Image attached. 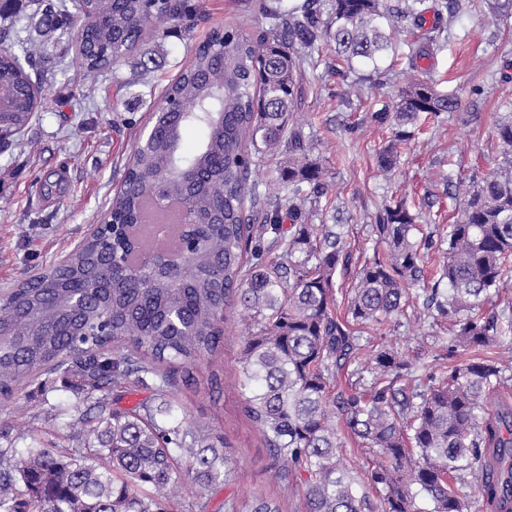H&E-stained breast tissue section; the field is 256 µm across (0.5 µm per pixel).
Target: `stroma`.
Segmentation results:
<instances>
[{
    "mask_svg": "<svg viewBox=\"0 0 512 512\" xmlns=\"http://www.w3.org/2000/svg\"><path fill=\"white\" fill-rule=\"evenodd\" d=\"M495 0H476V9L451 28L447 46L419 66L439 91L453 95L457 111L419 121L414 137L399 147L398 168L378 167L379 153L394 137L389 123L373 115L392 107L410 80L405 57H386L380 74L355 64L336 73L327 49L305 52L302 101L294 116L313 137V156L327 171V193L309 205L313 224L339 223L349 231L351 265L339 267L336 284L347 290L354 265L379 244L372 232L383 201L405 199L433 245L425 252L427 272H435L448 249V226L464 191L502 159L494 134L500 113L512 111V80L503 78L512 62V12L496 11ZM192 25H168L147 36L125 62L98 84L81 80L75 53L65 52L57 35L44 36L38 69L39 106L21 134L22 146L0 152V292L60 261L89 233L110 206L139 135L150 126V112L176 79L192 46L211 29L233 27L258 35L268 23L262 0H186ZM405 315L383 327L384 345L415 359L405 385H419L425 368L448 363L447 322L423 306V289H412ZM246 332L239 311L224 324V351L217 360H199L191 382H177L170 396L185 425L206 422L231 445L234 472L225 485L200 488L182 478L173 512H225V502L244 512L254 495L279 497L283 512H304L303 487L282 490L270 469L258 429L245 417L239 388L240 357ZM224 373L221 392L211 391V371ZM87 407L83 394L61 388L54 375L26 382L9 402L0 403V431L17 447L31 438L45 442L76 436Z\"/></svg>",
    "mask_w": 512,
    "mask_h": 512,
    "instance_id": "35a3bbf8",
    "label": "stroma"
}]
</instances>
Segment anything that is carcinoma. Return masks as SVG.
I'll list each match as a JSON object with an SVG mask.
<instances>
[{"mask_svg":"<svg viewBox=\"0 0 512 512\" xmlns=\"http://www.w3.org/2000/svg\"><path fill=\"white\" fill-rule=\"evenodd\" d=\"M474 0H271L269 28L253 38L226 28L192 50L177 79L151 113L150 140L136 144L109 223L98 224L57 264L15 284L0 298V401L27 380L56 375L66 389L90 400L81 419L82 444L0 448V512H171V487L187 469L214 488L233 472L227 439L207 423H174L169 396L177 378L188 382L197 361L224 349L223 314L241 307L248 335L241 352L245 413L262 431L271 466L288 482L304 479L305 512H366L357 480L343 462L335 420L378 449L364 482L380 494L381 512H468L469 474L482 496L512 512V405L486 406L504 383L497 347L512 344V324L484 307L490 290L512 271V112L495 135L503 161L463 195L448 225V252L428 302L448 318V367L425 374L415 394L398 386L409 358L386 346L360 344L364 335L401 314L410 290L425 282L417 216L402 200L384 203L373 231L384 245L358 267L346 312H336L334 277L348 262L341 224L308 223L306 203L327 192L326 170L312 158L313 142L292 123L301 101L299 48L327 46L348 67L378 69L399 54L397 25L410 21V69L448 44L455 21ZM435 24L418 35L425 13ZM188 17L184 0H37L29 23L62 37L82 29L78 58L83 77L96 82L133 53L147 31ZM22 54L0 48V82L18 93L0 108V129L16 135L37 109L28 68L43 56L32 38ZM458 100L418 75L402 90L390 121L395 137L413 136L419 117L454 112ZM221 112L217 118L214 113ZM203 137L185 149L182 133ZM284 149L280 190L266 201L251 181L250 148ZM381 171L397 166L396 144L378 157ZM179 199L190 195L189 247L183 264L159 271L140 265L146 251L130 239L160 177ZM291 221L283 231L282 215ZM266 241V247L259 242ZM264 250L268 262H250ZM446 283L444 291L437 289ZM364 361L369 385L332 393L336 372ZM131 384L151 386L154 397L124 408L120 397H93ZM245 512H282L280 502L255 497Z\"/></svg>","mask_w":512,"mask_h":512,"instance_id":"cac0c4a2","label":"carcinoma"}]
</instances>
